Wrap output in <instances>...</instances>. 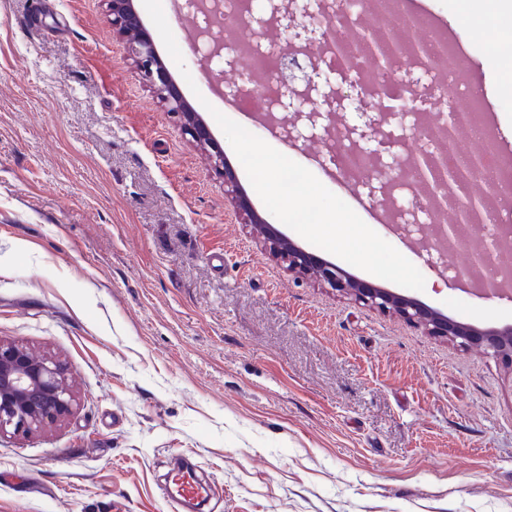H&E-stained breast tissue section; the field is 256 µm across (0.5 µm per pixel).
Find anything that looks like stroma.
<instances>
[{
    "label": "stroma",
    "mask_w": 512,
    "mask_h": 512,
    "mask_svg": "<svg viewBox=\"0 0 512 512\" xmlns=\"http://www.w3.org/2000/svg\"><path fill=\"white\" fill-rule=\"evenodd\" d=\"M429 9L465 37L498 152L512 94L457 0ZM182 63L161 58L238 184L266 207L206 106L261 107L246 74L213 94L193 34L162 0ZM42 10L45 27L26 25ZM106 0H0V340L59 361L71 414L0 437V512H173L176 457L211 486L206 512H512V370L271 259L206 150L143 84ZM389 126L391 155L427 146L422 102ZM257 137L311 171L425 278L417 299L480 326L512 298L459 289L470 253L432 265L380 220L317 140Z\"/></svg>",
    "instance_id": "obj_1"
}]
</instances>
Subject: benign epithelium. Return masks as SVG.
<instances>
[{"label":"benign epithelium","mask_w":512,"mask_h":512,"mask_svg":"<svg viewBox=\"0 0 512 512\" xmlns=\"http://www.w3.org/2000/svg\"><path fill=\"white\" fill-rule=\"evenodd\" d=\"M107 20L112 30L129 37L127 49L140 78L154 90L165 106L166 112L177 118L193 142L210 151L215 170L224 178V190L230 195L233 206L244 214L256 237L268 254L286 265L288 270L301 275H315L329 288L345 294L356 302L382 313L395 315L404 322L423 329L428 335L445 338L466 349L479 347L486 354L512 368V324L500 327H480L453 320L440 311L420 301L392 293L377 285L365 283L342 268L321 260L299 248L253 209L247 196L238 189L233 169L224 161V153L211 139L207 124L194 112L182 96L170 73L161 61L154 41L143 27L133 0H107ZM349 0H291L288 10H283L280 0H265L261 13H248L245 24L255 32V37H265L272 26L282 25L288 31L287 43L271 48L277 61V90L268 98L270 107L289 115L282 126L284 137L295 142L310 136L325 135L343 117V137L349 148L365 159L374 161L376 179L357 181L356 185L367 190L375 201L386 200L393 172L401 162L385 160L388 133L385 124L394 116V107L385 112H373L363 105L367 96L364 84L353 74L357 64L369 69L374 91L389 95L393 86H404L403 93L395 99L406 101L422 93L434 99L445 98L447 88L442 86L434 70L420 67L396 77L392 63L401 49L418 56L425 54L426 44L417 38L401 46L388 28L376 24L357 25L354 28L356 45L338 43L329 50L339 57L340 70L335 71L314 58L304 68H298L288 57L291 48L324 52L330 25L345 19L350 13ZM408 163L417 183L431 188L432 206L440 209L453 206L457 223L437 226L429 249L439 250L445 243L461 242V225L469 224L487 206L483 197L469 198L464 204L448 200L447 185L456 184L464 190L479 177L480 162L471 160L467 169L456 170L444 166L442 156L425 150L415 153ZM75 402V395L63 366L47 357L37 356L16 344L0 341V435H27L47 423H54L68 414Z\"/></svg>","instance_id":"7a95c632"}]
</instances>
